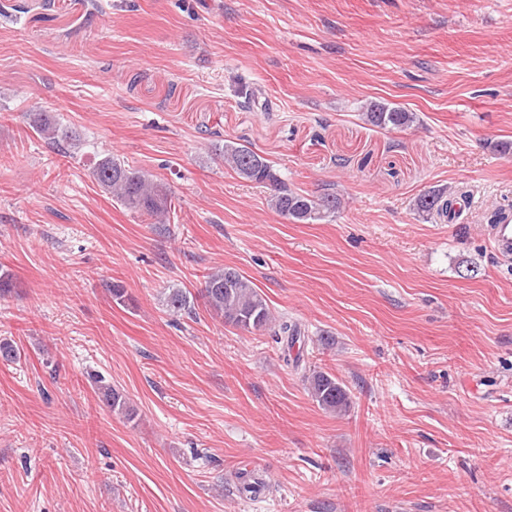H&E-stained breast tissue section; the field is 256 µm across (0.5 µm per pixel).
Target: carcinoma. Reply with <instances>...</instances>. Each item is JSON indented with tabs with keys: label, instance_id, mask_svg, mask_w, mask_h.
I'll return each instance as SVG.
<instances>
[{
	"label": "carcinoma",
	"instance_id": "obj_1",
	"mask_svg": "<svg viewBox=\"0 0 512 512\" xmlns=\"http://www.w3.org/2000/svg\"><path fill=\"white\" fill-rule=\"evenodd\" d=\"M364 120L377 127L405 129L417 121V114L371 101L365 105ZM34 132L49 145L74 141L73 133L46 112L32 115ZM224 164L239 177L263 185L269 190V206L286 219L300 224H315L336 213L341 199L334 192L318 196L292 190L277 169L263 156L234 142L224 144ZM90 175L104 192L124 208L147 216L156 224L169 220L172 200L169 187L144 171L106 154L97 160ZM457 195L445 189L428 190L416 197L414 209L427 218L438 220L448 217ZM202 295L209 310L248 332L271 328L272 316L268 304L252 281L231 267L217 269L205 277ZM168 311L190 314L194 305L190 292L172 288L165 297ZM309 391L323 409L342 413L350 407L349 395L343 384L332 374L315 371L310 377ZM102 401L111 409L119 410L127 418L133 412L126 399L111 384L98 380Z\"/></svg>",
	"mask_w": 512,
	"mask_h": 512
}]
</instances>
